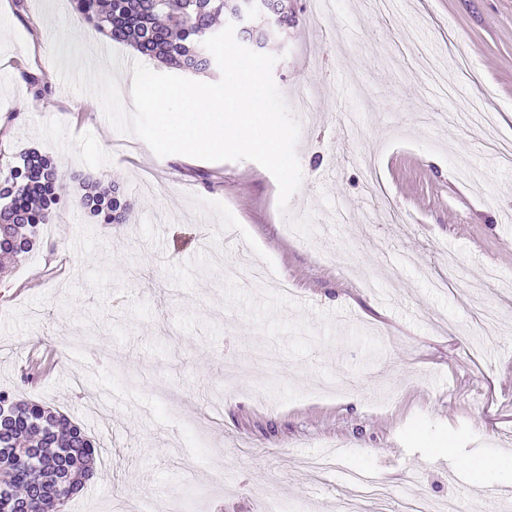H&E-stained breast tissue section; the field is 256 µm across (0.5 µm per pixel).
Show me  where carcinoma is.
I'll return each mask as SVG.
<instances>
[{
    "instance_id": "cac0c4a2",
    "label": "carcinoma",
    "mask_w": 512,
    "mask_h": 512,
    "mask_svg": "<svg viewBox=\"0 0 512 512\" xmlns=\"http://www.w3.org/2000/svg\"><path fill=\"white\" fill-rule=\"evenodd\" d=\"M234 0H75L79 16L111 41L131 46L165 67L206 73L215 66L203 42L223 30L217 25ZM61 175L51 159L21 155L0 188V205L15 215L0 253L20 260L39 241L58 204ZM102 224H122L130 203L112 185L90 187L80 199ZM96 442L68 416L38 402L0 391V512H63L94 469Z\"/></svg>"
}]
</instances>
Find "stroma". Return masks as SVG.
<instances>
[{
  "label": "stroma",
  "instance_id": "35a3bbf8",
  "mask_svg": "<svg viewBox=\"0 0 512 512\" xmlns=\"http://www.w3.org/2000/svg\"><path fill=\"white\" fill-rule=\"evenodd\" d=\"M291 3L265 51L312 107L283 215L266 169L155 155L51 60L85 48L129 109L132 47L69 0H0V176L28 149L62 173L41 246L0 272V390L109 446L86 512H341L353 471L385 512H435L484 496L449 448L512 456V162L490 148L512 144V0ZM89 181L126 223L78 206ZM80 199L83 208L88 209L91 215L97 217L101 224H123L125 216L130 209V203L122 199L116 185L101 187L90 186Z\"/></svg>",
  "mask_w": 512,
  "mask_h": 512
}]
</instances>
